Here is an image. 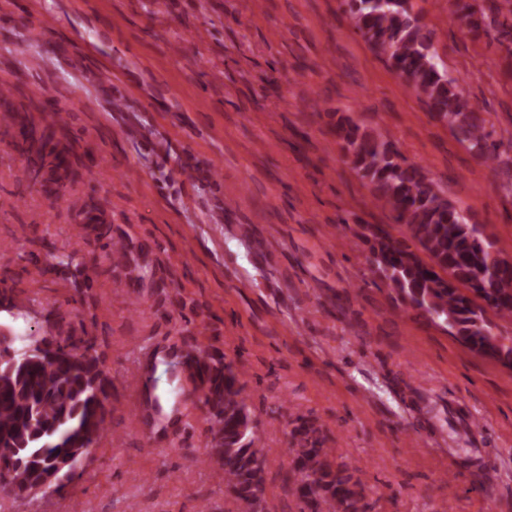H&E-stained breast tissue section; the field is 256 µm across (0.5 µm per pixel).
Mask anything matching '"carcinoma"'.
Instances as JSON below:
<instances>
[{"mask_svg": "<svg viewBox=\"0 0 512 512\" xmlns=\"http://www.w3.org/2000/svg\"><path fill=\"white\" fill-rule=\"evenodd\" d=\"M344 5L364 41L432 116L485 164L495 165L501 143L492 139L485 118L469 107L455 80L439 68L434 31L409 0H344ZM454 13L473 28L498 30L512 56L511 9L504 17L498 7L486 10L472 0H454ZM333 136L373 206L389 212L405 233L398 240L379 224L356 225V235L368 247L372 277L402 311L448 329L469 350L512 370V336L494 332L490 320L512 318V260L468 222L422 166L390 142L344 114L336 118ZM21 151L33 182L42 188L51 184L47 199L58 204L66 191L61 153L32 135ZM14 344L0 341V489L18 499L56 462L86 454L98 442L112 415V383L89 337L52 341L53 357L33 354L22 365L12 362ZM194 364L209 409V459L224 470V486L237 512H265L264 464L239 373L232 363L204 351L183 361L187 367ZM288 455L302 512H368L363 483L335 464L331 450L319 447L318 440L290 448Z\"/></svg>", "mask_w": 512, "mask_h": 512, "instance_id": "obj_1", "label": "carcinoma"}]
</instances>
